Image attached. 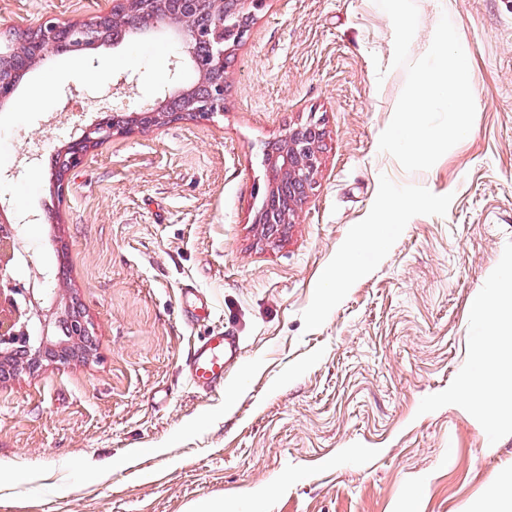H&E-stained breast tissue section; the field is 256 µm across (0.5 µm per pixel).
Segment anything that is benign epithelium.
<instances>
[{"mask_svg": "<svg viewBox=\"0 0 512 512\" xmlns=\"http://www.w3.org/2000/svg\"><path fill=\"white\" fill-rule=\"evenodd\" d=\"M259 8L264 0H177L178 10L167 11L169 0H137L140 14L165 13L176 54L171 71L187 62L195 72L194 84L178 87L149 111L112 108L98 113L81 136L54 154L53 192L59 202L69 194V174L80 167L88 151L112 136L127 135L150 127L182 120H207L224 111V57L231 46L224 32L237 33L241 41L247 29L240 20L252 16L245 3ZM132 0H112V11L84 23L47 19L32 31H19L0 44V107L14 101L16 90L31 68L52 54L113 45L121 34H148L154 25L130 22ZM323 129L310 119L288 128L279 148L266 153L265 162L275 177L256 192L255 215L260 236L281 240L319 169ZM23 224L7 215L0 205V382L21 373L33 374L47 363H67L95 355V329L78 302L62 311L42 307L50 295L64 291V283L44 278L25 285L17 270L27 258L22 242Z\"/></svg>", "mask_w": 512, "mask_h": 512, "instance_id": "obj_1", "label": "benign epithelium"}]
</instances>
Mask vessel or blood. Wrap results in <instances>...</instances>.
<instances>
[{
  "mask_svg": "<svg viewBox=\"0 0 512 512\" xmlns=\"http://www.w3.org/2000/svg\"><path fill=\"white\" fill-rule=\"evenodd\" d=\"M240 356L237 336L226 331L213 333L193 347L187 364L189 379L196 387L223 392L224 377L233 370Z\"/></svg>",
  "mask_w": 512,
  "mask_h": 512,
  "instance_id": "1",
  "label": "vessel or blood"
}]
</instances>
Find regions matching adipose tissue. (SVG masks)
Listing matches in <instances>:
<instances>
[{
	"mask_svg": "<svg viewBox=\"0 0 512 512\" xmlns=\"http://www.w3.org/2000/svg\"><path fill=\"white\" fill-rule=\"evenodd\" d=\"M400 212L399 206L387 207L343 247L336 266L326 276V287L340 288L361 272L362 258L378 249L383 231L395 224ZM472 312L484 324L486 334L474 345L473 362L460 376L451 397L490 412L503 400H512V340L503 338L504 333H512L511 269L504 273L500 288L473 302Z\"/></svg>",
	"mask_w": 512,
	"mask_h": 512,
	"instance_id": "ef3b65f1",
	"label": "adipose tissue"
}]
</instances>
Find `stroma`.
Segmentation results:
<instances>
[{
	"label": "stroma",
	"mask_w": 512,
	"mask_h": 512,
	"mask_svg": "<svg viewBox=\"0 0 512 512\" xmlns=\"http://www.w3.org/2000/svg\"><path fill=\"white\" fill-rule=\"evenodd\" d=\"M410 60L448 15L469 59L475 120L430 169L380 152L406 81L375 0H265L232 47L224 111L91 149L63 206L52 155L103 108L155 105L164 31L50 56L0 110V205L23 219L21 282L65 271L96 329L93 358L0 383V512H471L512 484V405L449 399L482 329L475 296L512 267V0H416ZM112 0H0V41ZM133 81L116 96L117 80ZM316 118L320 167L287 235L254 224L269 145ZM397 224L362 274L323 286L378 212ZM211 304L186 322L182 289ZM240 336L222 393L188 381L199 337ZM131 456L103 480L90 471Z\"/></svg>",
	"instance_id": "1"
}]
</instances>
